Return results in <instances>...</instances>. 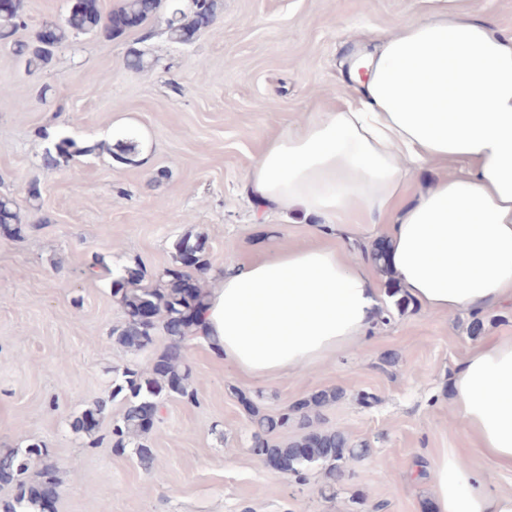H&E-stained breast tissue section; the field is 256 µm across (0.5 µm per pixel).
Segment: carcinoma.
Here are the masks:
<instances>
[{"label": "carcinoma", "mask_w": 512, "mask_h": 512, "mask_svg": "<svg viewBox=\"0 0 512 512\" xmlns=\"http://www.w3.org/2000/svg\"><path fill=\"white\" fill-rule=\"evenodd\" d=\"M166 10L165 34L176 45H187L210 27L217 18L218 0H203L197 7L188 0H121V4L103 14L100 0H68L65 17L50 22L49 31L37 28L26 40L14 35L24 23L25 0H5L0 3V49L9 52L23 71L34 74L52 66L56 53L81 36H104L116 39L128 32V21L136 17L147 22L160 10ZM158 59L145 48L132 47L126 56L129 70L139 72L154 66ZM89 152L71 137L61 139L55 151L47 150L42 163L48 169L59 167L60 160H71ZM12 239L22 236L19 212L12 200L0 198V232ZM386 249L379 243L370 252L379 271L392 275L386 261ZM209 270L206 240L197 237L181 238L176 243L174 263L161 274V285L149 288L142 285L145 273L140 268L128 270V277L114 281L113 294L125 310L124 322L112 329L114 344L139 351L154 345L158 333L166 343L155 353L149 368L140 371L125 368L121 380L112 389V397L123 396L124 412L112 422V449L123 455L131 453L147 473L155 470V456L148 444L149 434L160 419L165 397L176 394L187 403L197 400V389L187 363V340L197 330L200 309L207 292L200 282L201 274ZM84 273L89 277H108L112 274L105 258L96 255ZM236 395L246 404L251 422L250 451L262 462L274 468H286L287 474L300 480L308 467L319 465L333 489L348 466L370 456L366 442L355 443L341 430L320 427L322 408L345 395L334 387L312 392L279 413L264 411L252 398L238 391ZM108 413V401L97 400L94 406L74 416L70 423L76 434L90 435ZM290 426L302 430V435L285 445L275 441L276 435ZM41 457L36 479L27 482L24 476L33 469L32 459ZM48 453L40 444L17 448L0 454V485H16L19 493L0 503V512H47L44 493L49 486H59L58 466L45 461Z\"/></svg>", "instance_id": "obj_1"}]
</instances>
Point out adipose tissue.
Wrapping results in <instances>:
<instances>
[{"label": "adipose tissue", "mask_w": 512, "mask_h": 512, "mask_svg": "<svg viewBox=\"0 0 512 512\" xmlns=\"http://www.w3.org/2000/svg\"><path fill=\"white\" fill-rule=\"evenodd\" d=\"M349 75L355 100L272 139L246 176L248 194L328 224L386 225L395 276L431 312L512 302V34L443 7L376 37ZM425 168L433 186L407 200ZM379 307L367 267L346 249L277 248L225 268L198 340L254 383L353 348ZM451 391L480 457L430 461L433 512H512V493L490 474L512 470V338L476 347Z\"/></svg>", "instance_id": "obj_1"}]
</instances>
